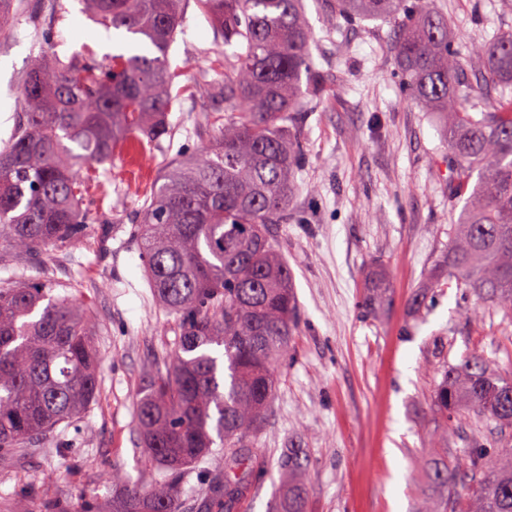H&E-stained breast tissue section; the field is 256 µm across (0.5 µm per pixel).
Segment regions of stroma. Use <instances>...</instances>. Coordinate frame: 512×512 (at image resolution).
Masks as SVG:
<instances>
[{
	"label": "stroma",
	"mask_w": 512,
	"mask_h": 512,
	"mask_svg": "<svg viewBox=\"0 0 512 512\" xmlns=\"http://www.w3.org/2000/svg\"><path fill=\"white\" fill-rule=\"evenodd\" d=\"M448 23L468 75L482 69L471 50L512 33V0H428ZM336 0H306L312 52L326 93L308 104L294 128L305 162L287 216L270 225L293 273L300 324L280 366L281 381L255 440L263 464L257 493L239 512H274L285 448L303 451L308 512H422L426 501L451 496L467 506L476 424L448 420L431 407L438 382L434 343H447L457 364L477 352L512 375V320L456 286L427 288L425 273L447 249L458 210L448 192V146L442 116L412 102L403 85L388 22L326 18ZM8 38L0 40V146L22 112V78L31 59L92 54L101 65L104 28L78 0H14ZM224 40L185 0L172 43L171 68L183 72L179 97L159 143L116 149L99 165L103 191H91L95 213L81 245L58 244L0 263V284H49L81 302L98 324L100 396L50 444L13 464H0V512H46L48 502L87 512L112 499V474L154 481L156 469L138 443L134 401L149 376L164 372L177 323L148 285L132 233L159 171L171 157L194 153L214 135L223 97ZM389 274V304L372 316L362 308L365 274L374 263ZM425 294L421 308L415 295ZM446 436L458 469L455 493L431 484L424 465Z\"/></svg>",
	"instance_id": "stroma-1"
}]
</instances>
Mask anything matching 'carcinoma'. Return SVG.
I'll use <instances>...</instances> for the list:
<instances>
[{"instance_id": "1", "label": "carcinoma", "mask_w": 512, "mask_h": 512, "mask_svg": "<svg viewBox=\"0 0 512 512\" xmlns=\"http://www.w3.org/2000/svg\"><path fill=\"white\" fill-rule=\"evenodd\" d=\"M98 24L137 36L111 70L95 62L38 55L23 77L24 112L0 149V239L14 255L82 242L93 217L82 208L80 172L112 161L117 145L169 134L167 114L179 72L168 50L184 0H81ZM224 44V115L212 142L174 157L157 175L135 228L147 280L175 315L179 334L163 375L141 389L135 413L144 455L161 473L149 485L112 476V512H181L191 470L224 450V473L203 479L206 512H237L256 493L253 439L278 385L277 365L298 328L288 264L268 225L282 220L303 164L291 134L304 103L325 94L312 56L304 0H195ZM388 20L408 96L446 115L448 183L463 200L448 250L430 277L448 280L512 316V37L474 48L485 82L499 84L495 109L475 113L478 84L451 49L448 23L408 0H336L330 22ZM365 306L388 299L385 269L366 277ZM42 284L0 287V458L16 460L78 416L100 393L97 325L84 307ZM432 404L441 413L494 422L512 434V377L474 354L442 361ZM467 512H512V448L478 442ZM278 512H306L305 465L281 458ZM427 479L456 483L444 458Z\"/></svg>"}]
</instances>
